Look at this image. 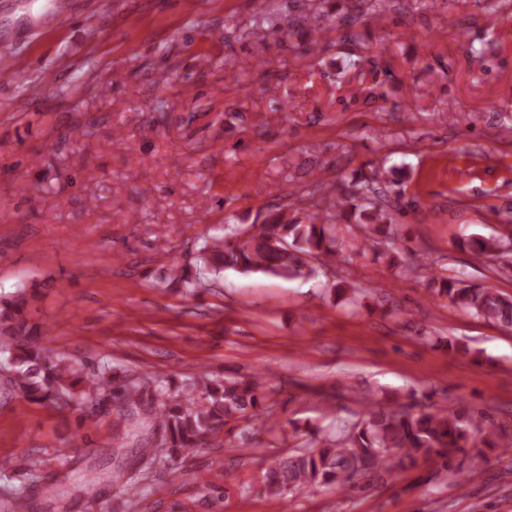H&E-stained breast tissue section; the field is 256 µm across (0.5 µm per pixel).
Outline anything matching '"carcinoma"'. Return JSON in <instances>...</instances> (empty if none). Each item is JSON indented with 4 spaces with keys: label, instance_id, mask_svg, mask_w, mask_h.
Masks as SVG:
<instances>
[{
    "label": "carcinoma",
    "instance_id": "carcinoma-1",
    "mask_svg": "<svg viewBox=\"0 0 512 512\" xmlns=\"http://www.w3.org/2000/svg\"><path fill=\"white\" fill-rule=\"evenodd\" d=\"M375 182L374 175L353 180L346 200L316 203L317 211L308 214L304 224L288 221L283 213L260 224H226L224 236L205 240L195 266L173 260L159 283L177 282L186 294L195 295L212 287L226 269L311 279L336 263L338 246L344 241L339 221L351 217L364 229L352 247L366 252L373 235L379 233L387 240V248L375 252V257L386 256L393 265L400 252L411 249L402 244L401 225L380 205L372 187ZM475 244L476 252L498 264L501 272H512L511 224L503 225L500 236ZM414 267L428 276L432 298H446L458 308L512 330V298L446 274L447 267L435 259ZM26 304L25 288L8 297L0 295V369L6 372L7 388L49 407H78L92 399L116 398L123 418L143 408L157 430L152 440L156 451L141 449L152 460L185 459L219 436L225 447H234L232 431L249 421L266 399L268 374L261 372L241 378H193L176 386L162 380L147 385L119 379L108 367L84 375L65 358L48 354L41 328L30 324L24 314ZM429 400L427 394L407 402L395 398L388 405L366 400L358 419L335 437L314 436L311 442L275 457L262 476V490L270 497L305 494L319 487L344 491L370 473L413 466L420 459L434 462L428 481L436 484L457 472L459 454L466 448L499 449L503 455L512 451V435L486 413L451 412ZM18 503L24 504L26 512L39 510L37 498L19 493L1 502L0 512H15Z\"/></svg>",
    "mask_w": 512,
    "mask_h": 512
}]
</instances>
